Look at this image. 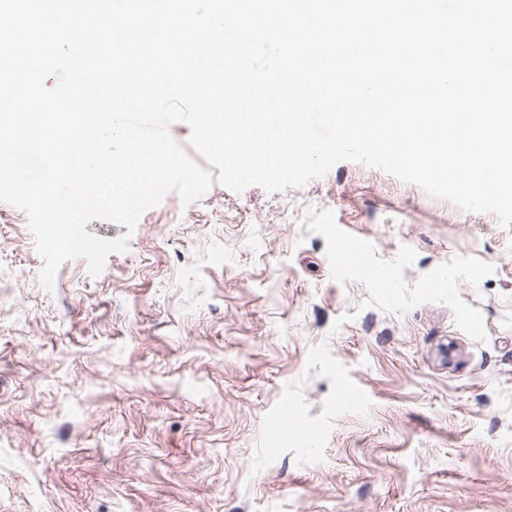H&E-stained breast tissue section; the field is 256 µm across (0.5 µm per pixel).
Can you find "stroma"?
<instances>
[{
	"label": "stroma",
	"instance_id": "obj_1",
	"mask_svg": "<svg viewBox=\"0 0 512 512\" xmlns=\"http://www.w3.org/2000/svg\"><path fill=\"white\" fill-rule=\"evenodd\" d=\"M86 230L128 248L45 289L28 214L0 201V512H512L492 214L343 161ZM358 246L391 291L338 262Z\"/></svg>",
	"mask_w": 512,
	"mask_h": 512
}]
</instances>
